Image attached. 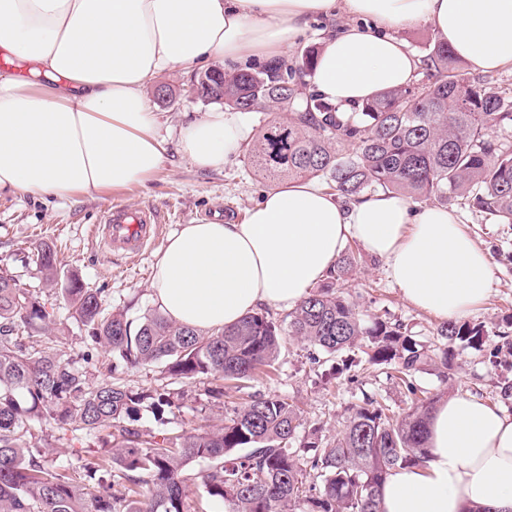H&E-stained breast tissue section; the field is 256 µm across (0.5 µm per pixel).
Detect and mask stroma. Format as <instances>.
<instances>
[{"label": "stroma", "instance_id": "obj_1", "mask_svg": "<svg viewBox=\"0 0 512 512\" xmlns=\"http://www.w3.org/2000/svg\"><path fill=\"white\" fill-rule=\"evenodd\" d=\"M176 96L167 105L150 99L157 112L160 131L168 139L166 161L155 177L144 185L117 190L107 196L76 194L44 200L10 193L0 194V272L37 295H45V276L36 263V249L49 244L63 271L79 277L90 288L102 291L105 307L123 310L135 318L153 308L151 278L157 254L179 225L194 219L241 220L246 210L272 190V183L255 176L244 156H237L223 169L202 171L180 152L177 139L186 120L210 110L191 91L188 73L163 75ZM114 205L150 207L164 219L160 235L136 257L108 251L93 233L105 209ZM464 227L491 262L492 288L487 301L469 314L474 323L485 324L489 338L478 350H457L446 379L428 371L416 373L415 382L440 398L470 394L512 413V395L501 388L512 384V355L498 351L501 333L512 336V224H500L485 214L461 209ZM344 291L364 317L388 315L409 335L428 345L437 342L439 318L405 301L385 272L382 260L364 256L349 276ZM311 349L291 336H284L274 379L255 383L251 392H232L215 399L206 396L207 381L184 384L173 426L187 431L209 430L248 400L249 393L287 397L301 412L298 440L317 433L322 443L333 442L352 405L371 395L384 401L395 413L406 412L410 401L403 389L385 371L360 363L340 379L328 383L321 368L310 358Z\"/></svg>", "mask_w": 512, "mask_h": 512}]
</instances>
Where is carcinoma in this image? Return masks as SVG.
<instances>
[{"instance_id":"cac0c4a2","label":"carcinoma","mask_w":512,"mask_h":512,"mask_svg":"<svg viewBox=\"0 0 512 512\" xmlns=\"http://www.w3.org/2000/svg\"><path fill=\"white\" fill-rule=\"evenodd\" d=\"M316 49L295 66L282 59L258 70L240 69L224 80V94L193 76L199 99L238 112H266L247 149V165L264 180H316L345 203L375 193L426 205L461 204L512 224V90L466 78L448 44L428 45L422 76L385 90L358 106L348 120L336 107L306 92ZM37 262L46 282L60 279L54 250L44 245ZM343 253L317 289L288 314V335L314 348L319 362H336L334 375L351 368L339 355L367 340L368 363L394 371L411 396L397 415L374 397L349 408L336 440L315 436L296 443L300 411L280 395H254L224 424L178 431L169 415L183 392L139 390L121 379L89 381L88 365L102 349L114 374L160 363L168 377L192 381L220 377L249 383L277 372L280 330L267 311L234 325L202 332L150 309L132 319L109 312L99 291L67 277L62 298L83 335L78 354L28 339L50 330L55 304L0 273V512H205L218 502L229 512H380L379 493L397 468L426 462L427 421L437 397L414 383L422 370L442 377L458 345L479 350L489 332L480 323L448 320L430 348L386 317L364 320L340 291L357 267ZM148 408L159 428L145 433L134 422ZM49 419L56 440L79 444L73 457L53 464L51 439L34 433ZM98 443L83 448V440ZM197 496L192 498L190 493Z\"/></svg>"}]
</instances>
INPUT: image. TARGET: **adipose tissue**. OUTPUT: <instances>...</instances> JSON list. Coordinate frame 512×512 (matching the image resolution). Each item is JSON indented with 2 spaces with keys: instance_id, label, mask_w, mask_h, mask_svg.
Masks as SVG:
<instances>
[{
  "instance_id": "1",
  "label": "adipose tissue",
  "mask_w": 512,
  "mask_h": 512,
  "mask_svg": "<svg viewBox=\"0 0 512 512\" xmlns=\"http://www.w3.org/2000/svg\"><path fill=\"white\" fill-rule=\"evenodd\" d=\"M341 15L305 81L343 112L415 80L421 62L400 29L430 25L485 74L512 66V0H0V48L54 81L0 73V193L54 199L145 184L167 153L145 98L155 79L285 57L310 19ZM248 133L242 113L216 108L181 126L178 147L197 169L218 170ZM352 239L385 260L407 302L440 319L467 316L490 293L489 258L455 209L413 213L384 193L347 207L306 180L266 193L242 221L182 225L156 257L152 299L200 331L291 310ZM380 502L382 512H512V414L468 394L441 400L425 467L394 470Z\"/></svg>"
}]
</instances>
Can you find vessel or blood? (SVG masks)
<instances>
[{
  "mask_svg": "<svg viewBox=\"0 0 512 512\" xmlns=\"http://www.w3.org/2000/svg\"><path fill=\"white\" fill-rule=\"evenodd\" d=\"M99 227L104 248L131 256L159 236L161 221L155 212L148 209L131 211L114 206L103 212Z\"/></svg>",
  "mask_w": 512,
  "mask_h": 512,
  "instance_id": "1",
  "label": "vessel or blood"
}]
</instances>
